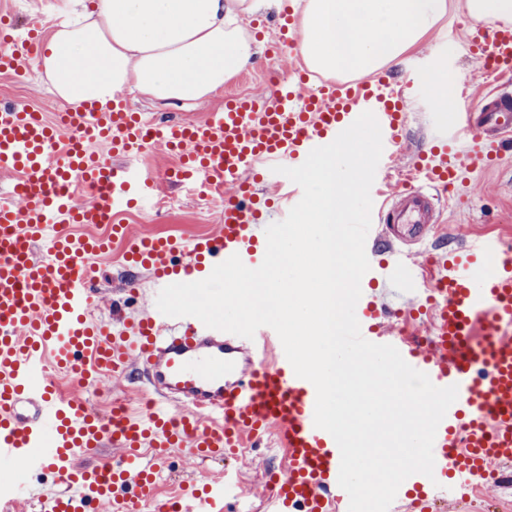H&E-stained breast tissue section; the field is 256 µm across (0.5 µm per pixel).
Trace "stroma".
<instances>
[{"label":"stroma","instance_id":"obj_1","mask_svg":"<svg viewBox=\"0 0 512 512\" xmlns=\"http://www.w3.org/2000/svg\"><path fill=\"white\" fill-rule=\"evenodd\" d=\"M470 19L463 10L449 7L448 14L432 30L408 51L396 66L388 68L387 73L394 81L395 88L411 90L420 83V75L425 71V55L438 52L448 54L452 59V68L448 73V97L455 111H462L465 105H474L482 95L497 85V78L486 75L465 50L461 38ZM299 64L295 55H284L271 60L260 56L253 67L240 72L225 83L222 93L216 94L200 103L189 113L170 110L173 118L188 115L190 119L201 120L209 112L224 105V96L234 93L240 96L272 94L275 83L271 73L286 74ZM24 104L42 112L47 120H54L62 103L47 83L40 66L30 65L28 78L21 83L9 76L0 74V101ZM409 118L406 137L400 152L394 159L389 190L398 189L403 180L413 172L417 153L431 144L435 133L449 125L450 120L436 112L431 94H424L408 100ZM149 170L159 176L158 199H164L165 207H156L147 203L133 208L121 216L130 232L136 235L156 233L188 239L215 230L224 220L223 209H205L198 197L189 195L182 187L164 180L166 169L174 164L171 156L161 147L149 148L143 153ZM445 224L439 232V240L447 248L463 245L469 238L488 233L503 239L512 240V150L505 153L499 165L473 174L466 186L449 193L444 211ZM122 260L121 244H114L112 253L101 262L102 278L97 286L95 298L102 313L112 314L114 319L124 320L132 316V309L113 311V298L125 295L133 288L135 279L120 275ZM278 447L264 450L263 454L252 459L235 463L232 460L216 458L206 463L189 456L186 451H173L169 469V478L161 484L159 499H168L175 493L180 482L196 477L200 472L219 473L224 469L241 468L245 479L254 485H261L262 472L270 459L282 458Z\"/></svg>","mask_w":512,"mask_h":512}]
</instances>
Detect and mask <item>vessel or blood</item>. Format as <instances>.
Masks as SVG:
<instances>
[{
	"mask_svg": "<svg viewBox=\"0 0 512 512\" xmlns=\"http://www.w3.org/2000/svg\"><path fill=\"white\" fill-rule=\"evenodd\" d=\"M300 15L286 5L271 52L298 47ZM41 39L0 12V73L26 79ZM463 45L489 75L512 72V27L470 26ZM305 72L272 96L226 97L224 108L195 123L160 124L130 110L122 97L102 105L65 107L54 121L13 103L0 104V173L11 177L0 198V507L16 512L32 491L31 477L56 481L38 497L39 512H224L239 492L238 474L188 482L172 502L157 498L172 449L204 460L260 442L277 429L286 465L266 481L258 512H348L339 486L340 451L314 425L316 391L295 375L277 333L260 327L246 339L206 327L192 316L169 317L154 300L173 283L205 279L231 255L253 264L266 241L252 180L275 179V167H297L334 141L365 111L382 132L383 152L355 314L362 336L393 345L438 387L458 397L438 426L433 476L401 484L389 512H434L436 505L483 484L489 463L512 461V245L471 239L449 258L414 264L439 228L445 190L490 168L512 144V90L499 86L461 112L439 158L417 165L421 184L386 192L400 149L405 99L386 72L363 82L323 84L304 93ZM161 144L179 156L176 177L200 197H224V222L189 242L172 236H128L117 218L137 199L155 197L147 170L112 166L111 158ZM72 224L109 225L110 237H78ZM123 240L127 262L145 269L150 301L135 320L90 317L99 281L95 256ZM390 257H376L378 247ZM437 297L425 337L393 332L379 322L375 284ZM80 387L109 375L145 382L156 399L139 414L102 419L57 372ZM107 456H100V449Z\"/></svg>",
	"mask_w": 512,
	"mask_h": 512,
	"instance_id": "b4317fda",
	"label": "vessel or blood"
}]
</instances>
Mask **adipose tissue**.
Returning <instances> with one entry per match:
<instances>
[{"label":"adipose tissue","mask_w":512,"mask_h":512,"mask_svg":"<svg viewBox=\"0 0 512 512\" xmlns=\"http://www.w3.org/2000/svg\"><path fill=\"white\" fill-rule=\"evenodd\" d=\"M64 0L75 23L57 29L38 62L68 104L129 91L193 110L253 66L258 41L240 17L267 0ZM447 0H307L299 51L310 70L367 75L397 65L445 15Z\"/></svg>","instance_id":"ef3b65f1"}]
</instances>
